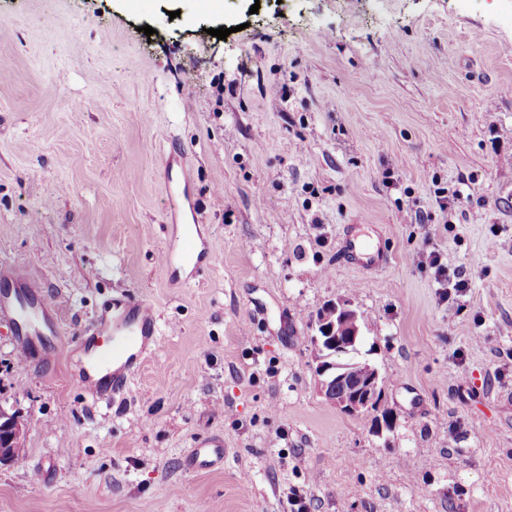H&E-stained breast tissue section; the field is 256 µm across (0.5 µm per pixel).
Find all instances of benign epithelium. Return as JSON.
I'll use <instances>...</instances> for the list:
<instances>
[{"label":"benign epithelium","instance_id":"obj_1","mask_svg":"<svg viewBox=\"0 0 512 512\" xmlns=\"http://www.w3.org/2000/svg\"><path fill=\"white\" fill-rule=\"evenodd\" d=\"M363 327L357 308L349 300L339 299L323 314L322 334L312 336V361L320 394L350 415L372 411L382 390L378 367L365 356L352 355L363 339ZM23 438L24 423L19 416L0 407V466L13 463Z\"/></svg>","mask_w":512,"mask_h":512}]
</instances>
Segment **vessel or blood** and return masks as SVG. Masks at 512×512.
Segmentation results:
<instances>
[{"label":"vessel or blood","instance_id":"b4317fda","mask_svg":"<svg viewBox=\"0 0 512 512\" xmlns=\"http://www.w3.org/2000/svg\"><path fill=\"white\" fill-rule=\"evenodd\" d=\"M340 252L342 257L365 270L382 267L390 261L382 247L368 245L349 233L341 241ZM176 257L187 264L200 263L202 252L193 229H185L180 254ZM176 257L167 253L163 261L168 264ZM0 277L14 283L13 288L0 293V322L13 328L16 355L26 363L39 348L58 342L60 332L49 317L39 281L6 266L0 267ZM156 343L152 306L132 298L114 301L111 317L98 320L93 335L82 343L87 361L76 374L75 382L83 388L94 387L100 396L122 390L131 370L141 365L145 353ZM223 461V440L207 437L195 444L188 466L207 470Z\"/></svg>","mask_w":512,"mask_h":512}]
</instances>
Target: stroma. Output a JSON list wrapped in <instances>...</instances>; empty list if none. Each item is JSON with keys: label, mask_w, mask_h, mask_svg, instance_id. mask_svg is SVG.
Segmentation results:
<instances>
[{"label": "stroma", "mask_w": 512, "mask_h": 512, "mask_svg": "<svg viewBox=\"0 0 512 512\" xmlns=\"http://www.w3.org/2000/svg\"><path fill=\"white\" fill-rule=\"evenodd\" d=\"M220 3L0 0V264L41 282L63 342L28 366L0 325L27 450L0 512H290L293 488L309 512H512V5ZM194 220L209 261L166 266ZM350 227L387 267L342 258ZM423 249L468 280L456 313ZM123 295L159 340L101 399L79 345ZM336 299L389 431L319 393ZM207 436L223 464L189 469ZM411 263L416 268H431L434 269L435 279L442 288L443 299L450 297V291H448V279L445 278V266L442 263L441 256L436 251L422 250L414 253L411 256Z\"/></svg>", "instance_id": "obj_1"}]
</instances>
